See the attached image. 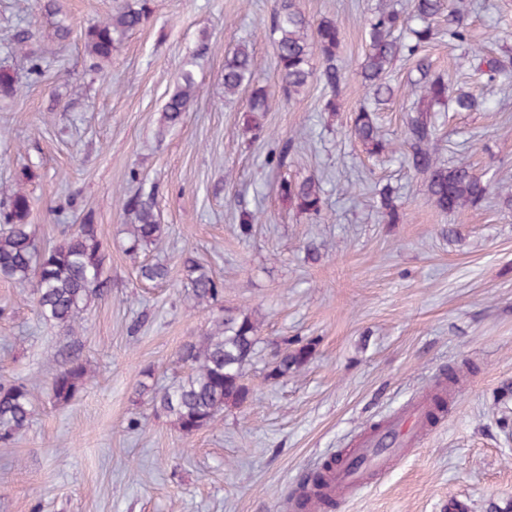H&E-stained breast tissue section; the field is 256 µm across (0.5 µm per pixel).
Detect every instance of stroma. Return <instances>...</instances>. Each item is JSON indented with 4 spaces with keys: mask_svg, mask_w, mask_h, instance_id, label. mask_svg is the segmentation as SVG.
<instances>
[{
    "mask_svg": "<svg viewBox=\"0 0 512 512\" xmlns=\"http://www.w3.org/2000/svg\"><path fill=\"white\" fill-rule=\"evenodd\" d=\"M54 3L71 29L61 45L47 37L42 0H0V69L20 88L0 99V190L24 185L43 246L91 217L109 288L89 302L84 331L69 335L37 315L29 290L0 280V379L36 387L28 431L0 444V512H290L287 498L305 472L427 395L452 367L463 376L450 413L331 512H448L452 499L486 512L489 500L512 499V209L492 196L476 211L441 212L427 176L402 163L413 61L389 69L394 94L377 111L393 152L368 157L349 137L353 113L373 102L354 73L365 19L409 0H296L311 22L336 21L339 56L353 73L337 111H324L328 92L313 80L265 113L258 136L248 92L224 96V58L249 45L257 82L277 91L268 29L275 0H152L150 19L97 72L84 33L111 14L113 0ZM452 6L468 43L443 34L421 55L481 106L436 113L438 158L470 164L495 190L512 185V77L487 83L470 61L512 57V0ZM18 26L32 33L25 56L8 41ZM185 65L196 97L166 130L162 108ZM286 143V166L273 168L271 153ZM310 176L324 182L317 215L276 191L281 178ZM151 184L165 234L133 257L135 218L117 193ZM385 187L399 223L380 208ZM244 210L262 217L247 237L238 233ZM186 250L224 281L219 303L196 305ZM156 261L168 264V282L141 283L140 263ZM224 310L257 321L259 343L244 368L250 396L186 436L136 387L146 369L157 387L172 385L183 374L179 348ZM286 336L312 341V355L299 372L270 378ZM75 354L93 378L55 404L52 375Z\"/></svg>",
    "mask_w": 512,
    "mask_h": 512,
    "instance_id": "35a3bbf8",
    "label": "stroma"
}]
</instances>
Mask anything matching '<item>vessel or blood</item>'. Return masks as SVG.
Segmentation results:
<instances>
[{
  "label": "vessel or blood",
  "mask_w": 512,
  "mask_h": 512,
  "mask_svg": "<svg viewBox=\"0 0 512 512\" xmlns=\"http://www.w3.org/2000/svg\"><path fill=\"white\" fill-rule=\"evenodd\" d=\"M427 409V402L421 401L391 420L386 432L395 441L393 447H380L378 436L371 435L357 447L339 455L333 468L326 474L323 493L343 496L364 486L369 474L400 459L404 447L414 443L422 432V417Z\"/></svg>",
  "instance_id": "1"
}]
</instances>
